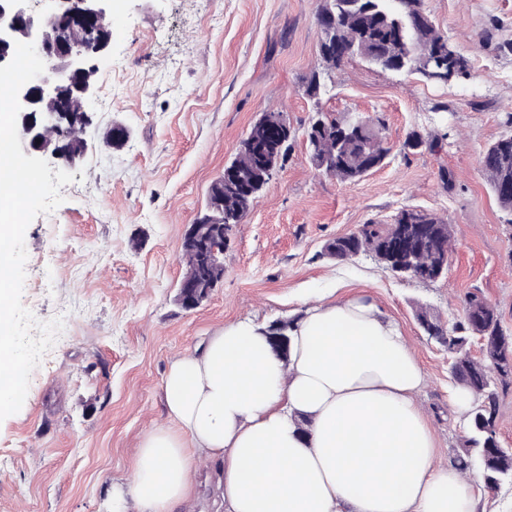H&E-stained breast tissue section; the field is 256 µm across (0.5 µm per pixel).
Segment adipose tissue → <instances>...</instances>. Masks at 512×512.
Segmentation results:
<instances>
[{"instance_id":"ef3b65f1","label":"adipose tissue","mask_w":512,"mask_h":512,"mask_svg":"<svg viewBox=\"0 0 512 512\" xmlns=\"http://www.w3.org/2000/svg\"><path fill=\"white\" fill-rule=\"evenodd\" d=\"M287 334L282 358L241 321L171 361L169 424L142 439L112 512H176L199 459L222 467L224 512H482L473 480L436 465L425 375L368 296L305 305Z\"/></svg>"}]
</instances>
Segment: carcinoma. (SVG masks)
<instances>
[{
	"label": "carcinoma",
	"instance_id": "carcinoma-1",
	"mask_svg": "<svg viewBox=\"0 0 512 512\" xmlns=\"http://www.w3.org/2000/svg\"><path fill=\"white\" fill-rule=\"evenodd\" d=\"M328 18L333 20L329 39L319 43L327 71L358 56L384 71L420 74L421 60L437 55L441 70L437 82L454 84L469 74L467 60L435 27L422 0H322L317 24ZM279 115L278 111H267L250 126L229 166L247 177L256 173L264 155L252 143H266L268 126ZM306 137L313 146L311 161L315 169L344 183H353L367 169L382 165L390 152L375 123L353 124L330 113H316ZM481 168L500 208L512 213V135L482 152ZM265 185L264 181L258 182L250 196L224 188V215L231 218V223L241 222ZM412 220L427 225L430 234L404 253V258L414 266L415 278L434 282L436 278L429 271L450 253L452 230L444 219L426 210L402 209L390 224H361L350 234L326 243L324 254L343 260L369 252L388 267L386 249L400 238V227ZM182 259L187 274L204 268L201 251L184 250ZM418 320L429 338L448 348L451 373L473 395L466 434L454 448L455 463L489 490L512 482V448L500 445L495 430L498 388L512 383V361L506 355L512 336L503 330L496 308L480 293L471 292L462 320L449 326L440 315L423 307ZM474 340L480 343L478 360L470 355Z\"/></svg>",
	"mask_w": 512,
	"mask_h": 512
}]
</instances>
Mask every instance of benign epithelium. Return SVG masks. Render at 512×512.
Instances as JSON below:
<instances>
[{"mask_svg": "<svg viewBox=\"0 0 512 512\" xmlns=\"http://www.w3.org/2000/svg\"><path fill=\"white\" fill-rule=\"evenodd\" d=\"M33 2L0 0V65L12 60L15 42L34 44L46 69L19 92L17 130L22 149L27 156L71 166L87 149L83 134L94 93V59L112 36V0H46L43 11L36 10ZM65 114L79 133L69 148L56 139L58 122ZM205 223H224V210L189 225L182 244L194 245ZM210 293L208 285L186 277L179 284L177 301L185 309H194Z\"/></svg>", "mask_w": 512, "mask_h": 512, "instance_id": "7a95c632", "label": "benign epithelium"}]
</instances>
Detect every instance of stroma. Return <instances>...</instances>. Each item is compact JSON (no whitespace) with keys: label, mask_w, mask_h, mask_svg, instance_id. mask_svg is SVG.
Segmentation results:
<instances>
[{"label":"stroma","mask_w":512,"mask_h":512,"mask_svg":"<svg viewBox=\"0 0 512 512\" xmlns=\"http://www.w3.org/2000/svg\"><path fill=\"white\" fill-rule=\"evenodd\" d=\"M320 0H115L112 39L96 58L87 152L71 166L63 203L25 233L22 302L66 340L32 372L19 412L0 421V512H106L112 483L133 477L145 434L167 424L170 361L225 325L294 319L304 300L366 293L400 326L423 369L418 395L437 461L465 433L450 403L447 349L416 310L447 322L481 292L512 334V214L484 178V149L511 135L512 0H423L436 28L467 59L463 84L431 83L352 58L312 99L321 68ZM284 112L296 136L288 161L232 225L224 279L193 310L177 292L188 224L203 211L250 125ZM381 124L386 163L353 184L314 169L305 129L314 112ZM122 127L112 144L107 133ZM425 143H405L412 132ZM451 141H441L444 132ZM404 208L452 227L448 271L399 279L372 256L336 260L324 245ZM221 475L196 462L180 512H222Z\"/></svg>","instance_id":"obj_1"}]
</instances>
